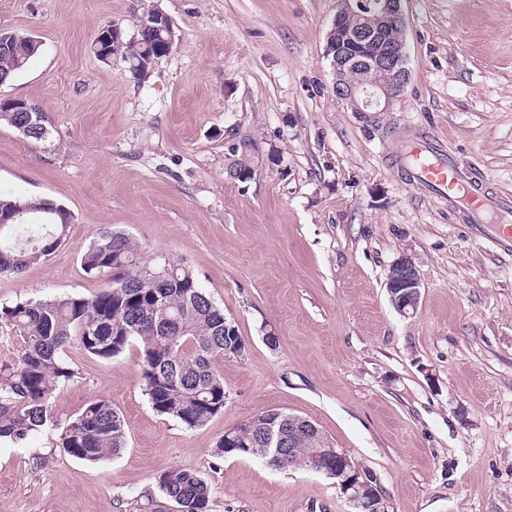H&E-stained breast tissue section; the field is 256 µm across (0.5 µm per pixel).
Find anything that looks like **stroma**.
I'll list each match as a JSON object with an SVG mask.
<instances>
[{
  "label": "stroma",
  "mask_w": 512,
  "mask_h": 512,
  "mask_svg": "<svg viewBox=\"0 0 512 512\" xmlns=\"http://www.w3.org/2000/svg\"><path fill=\"white\" fill-rule=\"evenodd\" d=\"M402 7L410 79L368 115L334 93L337 0H0V31L41 43L0 98L36 104L47 127L34 140L0 123V193L74 216L47 260L0 274V305L105 288L81 257L114 228L185 259L246 344L216 363L223 412L193 429L151 408L135 347L110 361L71 348L58 416L108 400L127 446L89 464L51 430L1 442L0 512H145L170 467L207 481L210 512H353L324 475L215 455L270 410L315 421L385 512H512V257L397 164L404 139L436 137L512 197V0ZM154 8L176 46L145 76L97 57L100 29L132 40ZM242 157L250 177H229ZM403 254L422 280L410 315L385 287Z\"/></svg>",
  "instance_id": "35a3bbf8"
}]
</instances>
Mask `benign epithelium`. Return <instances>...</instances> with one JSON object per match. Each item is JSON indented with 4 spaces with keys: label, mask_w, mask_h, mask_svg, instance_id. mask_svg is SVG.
Here are the masks:
<instances>
[{
    "label": "benign epithelium",
    "mask_w": 512,
    "mask_h": 512,
    "mask_svg": "<svg viewBox=\"0 0 512 512\" xmlns=\"http://www.w3.org/2000/svg\"><path fill=\"white\" fill-rule=\"evenodd\" d=\"M339 8L332 19L327 36L326 54L331 57L336 74V96L345 101L353 112H390L401 98L409 82L405 41H387L391 29L403 30L402 0H382L374 20L357 10V0H338ZM153 26L157 42L163 44V54H169L175 43V31L169 17L156 10ZM372 72L375 79L347 83L350 72ZM422 281L412 259L400 256L390 267L386 289L393 307L403 315L416 311L421 298ZM264 431L276 439L280 448L288 449V459L297 452L296 440L318 435L319 427L312 420L288 414V431L272 422ZM310 470L334 480L350 501L355 512H379V504L368 479L344 452H336V462L322 461V451L315 450L310 458Z\"/></svg>",
    "instance_id": "1"
}]
</instances>
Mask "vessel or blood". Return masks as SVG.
Here are the masks:
<instances>
[{
    "label": "vessel or blood",
    "mask_w": 512,
    "mask_h": 512,
    "mask_svg": "<svg viewBox=\"0 0 512 512\" xmlns=\"http://www.w3.org/2000/svg\"><path fill=\"white\" fill-rule=\"evenodd\" d=\"M400 157L411 160L412 166L407 173L414 183L440 197L463 204L468 222L491 223V245L512 252L511 198L485 191L482 180L438 144L407 139Z\"/></svg>",
    "instance_id": "1"
}]
</instances>
